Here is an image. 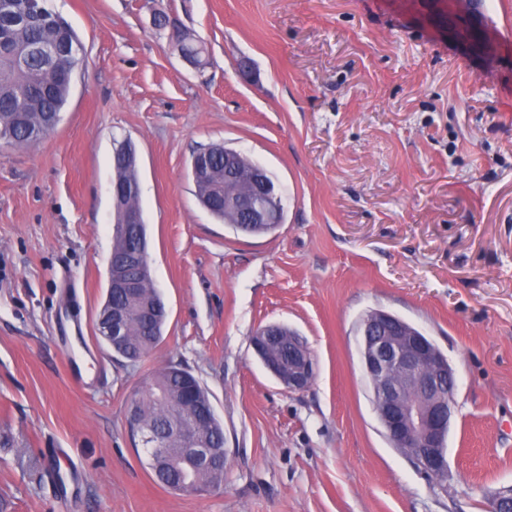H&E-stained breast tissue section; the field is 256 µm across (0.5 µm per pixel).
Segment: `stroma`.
<instances>
[{
  "label": "stroma",
  "mask_w": 512,
  "mask_h": 512,
  "mask_svg": "<svg viewBox=\"0 0 512 512\" xmlns=\"http://www.w3.org/2000/svg\"><path fill=\"white\" fill-rule=\"evenodd\" d=\"M86 73L54 131L0 152V512H486L512 486V0L475 50L459 0H48ZM163 13L203 41L186 63ZM248 58L251 69L241 73ZM138 153L151 276L169 315L132 363L98 338L112 159ZM221 143L286 197L245 235L198 202L194 153ZM423 331L457 376L446 479L388 439L362 369L367 312ZM80 318L66 370L60 316ZM268 324L315 360L291 391L251 346ZM208 391L224 488L162 486L126 424L167 364Z\"/></svg>",
  "instance_id": "obj_1"
}]
</instances>
